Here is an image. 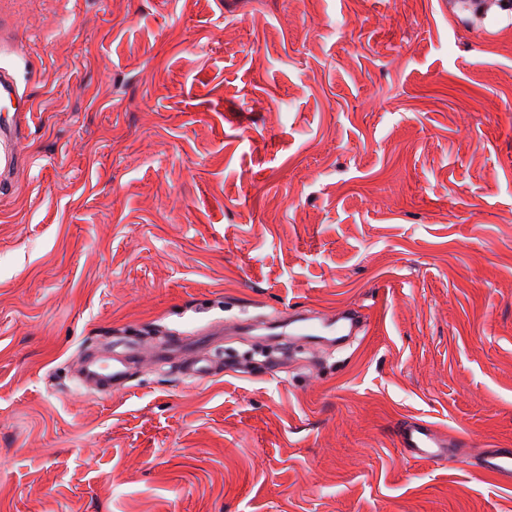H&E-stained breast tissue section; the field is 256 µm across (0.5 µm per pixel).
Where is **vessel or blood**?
Segmentation results:
<instances>
[{
    "mask_svg": "<svg viewBox=\"0 0 512 512\" xmlns=\"http://www.w3.org/2000/svg\"><path fill=\"white\" fill-rule=\"evenodd\" d=\"M31 103L20 92L13 73L0 68V112L30 109ZM367 319L357 308H344L332 313L296 312L287 321L270 324L273 335L289 340L301 339L313 345H332L347 342L365 330ZM161 362L179 363L188 376H207L212 368L208 359L196 357L193 347L182 341L168 342L158 352ZM139 356L135 345H128L119 356L101 357L98 353L87 356L83 379L92 384L100 394L108 395L123 389L129 375L136 368ZM397 445L402 452L419 461L458 460L468 447L466 437L452 435L426 420H408L396 427ZM480 469L503 484L512 483V448H484L480 451Z\"/></svg>",
    "mask_w": 512,
    "mask_h": 512,
    "instance_id": "b4317fda",
    "label": "vessel or blood"
}]
</instances>
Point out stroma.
I'll return each instance as SVG.
<instances>
[{"instance_id": "stroma-1", "label": "stroma", "mask_w": 512, "mask_h": 512, "mask_svg": "<svg viewBox=\"0 0 512 512\" xmlns=\"http://www.w3.org/2000/svg\"><path fill=\"white\" fill-rule=\"evenodd\" d=\"M0 512H512L421 462L426 419L512 448V16L448 0H59L0 24ZM305 362L156 361L291 308ZM134 339L108 397L85 354ZM25 112L31 111L30 100L20 93L13 73L5 68H0V112H18L20 107ZM367 327L366 315L357 308L338 309L332 313L294 312L288 322L270 323L273 336H288L289 342L304 340L313 345H334L358 336ZM192 346H186L180 340L168 342L158 352L160 362L180 364V371L185 375L201 378L209 374L212 369L211 362L206 358L193 356Z\"/></svg>"}]
</instances>
